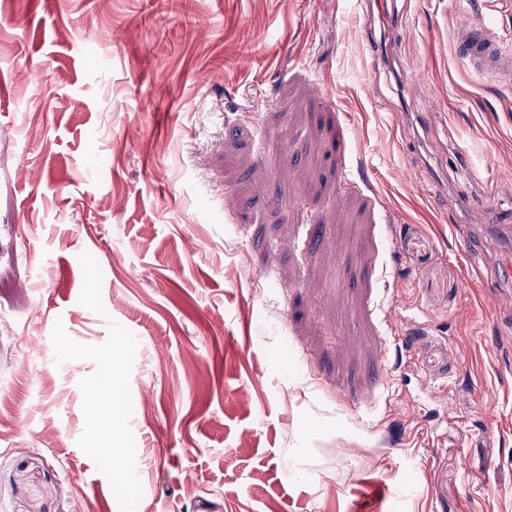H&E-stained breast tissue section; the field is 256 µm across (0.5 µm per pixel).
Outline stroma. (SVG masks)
<instances>
[{
    "mask_svg": "<svg viewBox=\"0 0 512 512\" xmlns=\"http://www.w3.org/2000/svg\"><path fill=\"white\" fill-rule=\"evenodd\" d=\"M389 2L0 0V512H512V0ZM457 48L478 74L512 83V47L498 39L483 22L466 23L457 29ZM125 381L124 371L112 367L101 380L93 384L89 397V415L97 419L102 414H107L108 418H112V427L109 429L110 447H100L98 431L89 433L88 447L96 453H105L112 459L130 461L127 448H123L126 411L120 391Z\"/></svg>",
    "mask_w": 512,
    "mask_h": 512,
    "instance_id": "1",
    "label": "stroma"
}]
</instances>
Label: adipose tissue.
<instances>
[{
	"label": "adipose tissue",
	"mask_w": 512,
	"mask_h": 512,
	"mask_svg": "<svg viewBox=\"0 0 512 512\" xmlns=\"http://www.w3.org/2000/svg\"><path fill=\"white\" fill-rule=\"evenodd\" d=\"M126 381L122 369L114 367L108 369L105 376L96 381L89 397L88 412L91 417L108 416L112 420L109 429L110 445L101 447L97 432H90L88 446L92 451L103 450L107 455L116 460H124L128 457V451L123 446L126 427L125 404L120 391Z\"/></svg>",
	"instance_id": "obj_1"
}]
</instances>
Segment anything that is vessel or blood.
<instances>
[{
    "label": "vessel or blood",
    "mask_w": 512,
    "mask_h": 512,
    "mask_svg": "<svg viewBox=\"0 0 512 512\" xmlns=\"http://www.w3.org/2000/svg\"><path fill=\"white\" fill-rule=\"evenodd\" d=\"M457 48L478 74L512 83V46L498 39L485 23H466L457 29Z\"/></svg>",
    "instance_id": "b4317fda"
}]
</instances>
